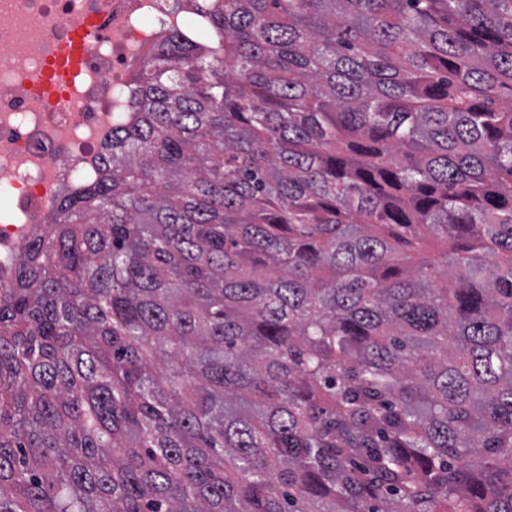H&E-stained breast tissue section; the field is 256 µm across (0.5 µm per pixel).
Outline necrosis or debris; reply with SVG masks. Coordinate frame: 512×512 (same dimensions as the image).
Segmentation results:
<instances>
[{"label": "necrosis or debris", "instance_id": "necrosis-or-debris-1", "mask_svg": "<svg viewBox=\"0 0 512 512\" xmlns=\"http://www.w3.org/2000/svg\"><path fill=\"white\" fill-rule=\"evenodd\" d=\"M176 25L165 0H0V288L59 197L97 175L132 74Z\"/></svg>", "mask_w": 512, "mask_h": 512}]
</instances>
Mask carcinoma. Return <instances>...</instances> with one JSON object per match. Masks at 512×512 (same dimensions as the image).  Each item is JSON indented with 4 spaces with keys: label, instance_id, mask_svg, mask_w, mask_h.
<instances>
[{
    "label": "carcinoma",
    "instance_id": "cac0c4a2",
    "mask_svg": "<svg viewBox=\"0 0 512 512\" xmlns=\"http://www.w3.org/2000/svg\"><path fill=\"white\" fill-rule=\"evenodd\" d=\"M193 2L0 288V512H512V0ZM418 236L421 238L420 244L415 249L404 251L410 257L409 265H416L421 259L429 262H440L444 257L443 252L447 250V245L443 240L436 239L433 234L423 226L417 228Z\"/></svg>",
    "mask_w": 512,
    "mask_h": 512
}]
</instances>
